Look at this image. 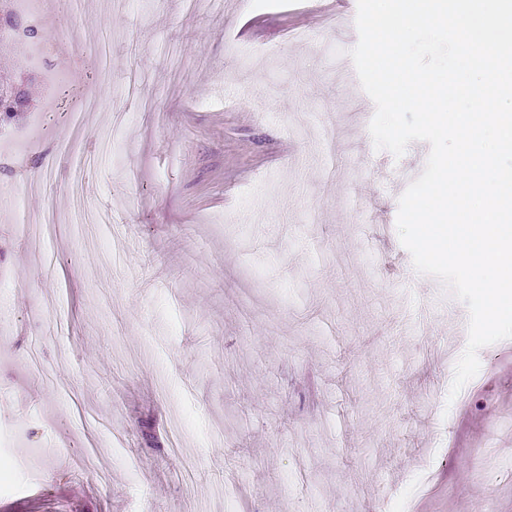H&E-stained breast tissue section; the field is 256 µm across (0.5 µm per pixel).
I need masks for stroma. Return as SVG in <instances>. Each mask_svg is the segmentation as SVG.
I'll return each instance as SVG.
<instances>
[{
  "label": "stroma",
  "mask_w": 512,
  "mask_h": 512,
  "mask_svg": "<svg viewBox=\"0 0 512 512\" xmlns=\"http://www.w3.org/2000/svg\"><path fill=\"white\" fill-rule=\"evenodd\" d=\"M78 137L0 155V512H512V339L416 272L357 0H68Z\"/></svg>",
  "instance_id": "1"
}]
</instances>
